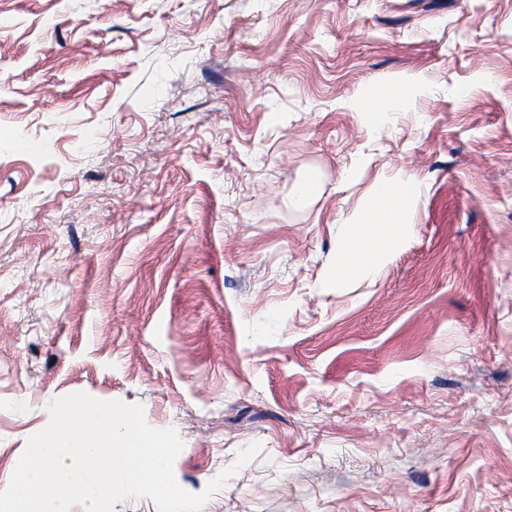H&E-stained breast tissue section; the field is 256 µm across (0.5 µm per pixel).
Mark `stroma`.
I'll list each match as a JSON object with an SVG mask.
<instances>
[{
	"mask_svg": "<svg viewBox=\"0 0 512 512\" xmlns=\"http://www.w3.org/2000/svg\"><path fill=\"white\" fill-rule=\"evenodd\" d=\"M77 392L260 444L202 512H512V0H0V490ZM402 97L403 93L400 88L386 89L378 98L370 102L366 109L368 112H371L374 119L378 120L383 112H388ZM375 215L368 225H380L378 233L363 226L353 227L342 248L345 277L355 278L372 268L388 243L391 227L406 223V211L396 192L388 184H381L375 191Z\"/></svg>",
	"mask_w": 512,
	"mask_h": 512,
	"instance_id": "stroma-1",
	"label": "stroma"
}]
</instances>
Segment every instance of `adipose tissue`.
<instances>
[{"label":"adipose tissue","instance_id":"1","mask_svg":"<svg viewBox=\"0 0 512 512\" xmlns=\"http://www.w3.org/2000/svg\"><path fill=\"white\" fill-rule=\"evenodd\" d=\"M405 221V207L393 188L387 184L380 185L375 192L373 218L380 230L375 233L363 226H354L342 248L344 276L355 278L372 268L387 246L389 229Z\"/></svg>","mask_w":512,"mask_h":512}]
</instances>
